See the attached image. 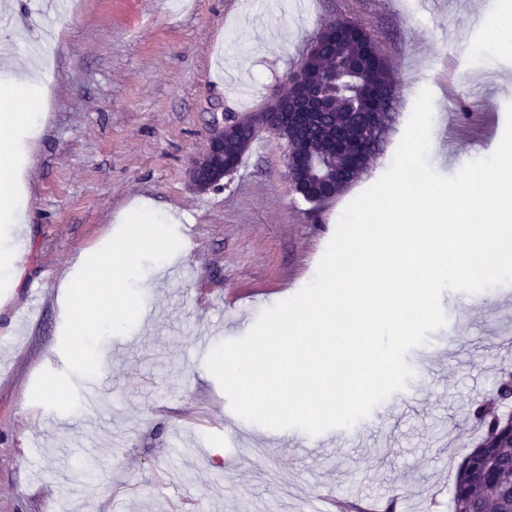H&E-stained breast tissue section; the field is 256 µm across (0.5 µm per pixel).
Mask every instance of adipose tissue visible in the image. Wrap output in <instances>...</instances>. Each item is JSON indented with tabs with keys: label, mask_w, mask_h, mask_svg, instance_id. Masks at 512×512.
I'll use <instances>...</instances> for the list:
<instances>
[{
	"label": "adipose tissue",
	"mask_w": 512,
	"mask_h": 512,
	"mask_svg": "<svg viewBox=\"0 0 512 512\" xmlns=\"http://www.w3.org/2000/svg\"><path fill=\"white\" fill-rule=\"evenodd\" d=\"M43 62L30 59L16 66L12 78L0 86V222L23 229L28 222L26 197L15 163L14 133L30 126L42 100L33 90L41 80Z\"/></svg>",
	"instance_id": "adipose-tissue-1"
}]
</instances>
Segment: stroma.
I'll use <instances>...</instances> for the list:
<instances>
[{
	"mask_svg": "<svg viewBox=\"0 0 512 512\" xmlns=\"http://www.w3.org/2000/svg\"><path fill=\"white\" fill-rule=\"evenodd\" d=\"M20 2L21 16L0 10V59L38 53L54 77L40 86L44 117L16 136L24 247L0 223V512H305L325 495L452 512L474 403L512 371V284L444 291L456 338L434 332L407 354L435 358L407 382L417 397L381 402L332 444L226 423L230 401L197 345L242 338L313 279L345 207L390 167L422 89L433 93L434 171L450 177L495 151L512 53L476 50L490 0ZM336 18L365 25L392 67L397 116L374 166L315 206L292 192L285 142L265 130L219 188L193 190L187 169L213 119L262 110ZM138 201L190 231L192 246L146 264L142 315L99 346L106 384L89 409L33 402L40 373L67 368L62 278ZM32 280L44 293L28 321ZM86 449L90 476L76 466Z\"/></svg>",
	"mask_w": 512,
	"mask_h": 512,
	"instance_id": "stroma-1",
	"label": "stroma"
}]
</instances>
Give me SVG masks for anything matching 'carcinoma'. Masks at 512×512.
<instances>
[{
  "mask_svg": "<svg viewBox=\"0 0 512 512\" xmlns=\"http://www.w3.org/2000/svg\"><path fill=\"white\" fill-rule=\"evenodd\" d=\"M331 40L310 58L311 80L337 91L332 106L309 132L296 127L276 131L292 152L288 169L301 189L325 200L346 192L381 156L395 120L388 103L394 93L390 66L361 24L336 18L325 25ZM264 111L228 115L234 135L224 140V163L238 166L259 133L268 128ZM512 380H504L492 398L475 403L473 416L482 434L461 462L452 488L454 512H512Z\"/></svg>",
  "mask_w": 512,
  "mask_h": 512,
  "instance_id": "1",
  "label": "carcinoma"
}]
</instances>
